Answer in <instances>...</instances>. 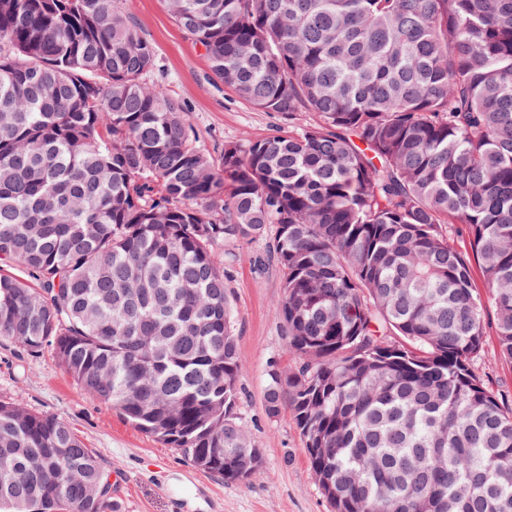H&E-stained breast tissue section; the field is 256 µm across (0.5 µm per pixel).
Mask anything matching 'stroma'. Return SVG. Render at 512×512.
<instances>
[{
    "label": "stroma",
    "instance_id": "35a3bbf8",
    "mask_svg": "<svg viewBox=\"0 0 512 512\" xmlns=\"http://www.w3.org/2000/svg\"><path fill=\"white\" fill-rule=\"evenodd\" d=\"M154 48L157 67L147 78L185 109L201 148L288 135L314 122L311 112H264L211 77L204 47L174 20L166 0H117ZM227 289L243 359L240 422L262 454L258 474L228 483L200 471L175 448L147 436L119 410L93 400L59 363L54 350L29 352L0 338V400L54 415L96 455L112 483V512H331L308 465L303 438L289 409L269 417L265 392L271 371H288L277 299L282 277L264 242L226 249ZM473 368L500 400L512 403V364L497 357L487 336Z\"/></svg>",
    "mask_w": 512,
    "mask_h": 512
}]
</instances>
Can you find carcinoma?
I'll return each instance as SVG.
<instances>
[{
  "instance_id": "carcinoma-1",
  "label": "carcinoma",
  "mask_w": 512,
  "mask_h": 512,
  "mask_svg": "<svg viewBox=\"0 0 512 512\" xmlns=\"http://www.w3.org/2000/svg\"><path fill=\"white\" fill-rule=\"evenodd\" d=\"M115 2L0 0V337L248 480L224 246L264 240L295 359L266 412L332 512H512V405L472 369L489 311L512 363V0H171L215 80L316 114L218 159ZM111 502L68 424L0 401V509Z\"/></svg>"
}]
</instances>
